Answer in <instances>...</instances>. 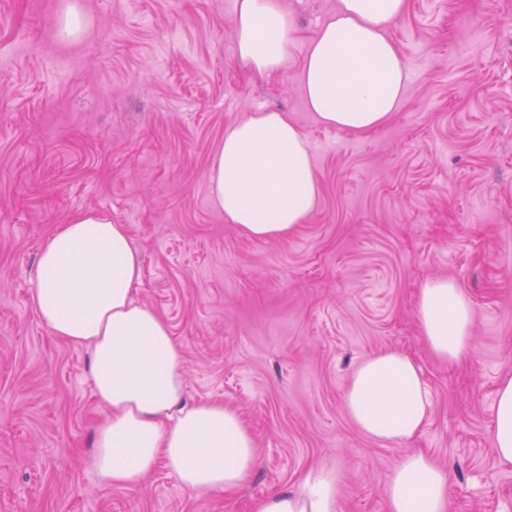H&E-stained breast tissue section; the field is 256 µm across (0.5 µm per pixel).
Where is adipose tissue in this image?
I'll return each instance as SVG.
<instances>
[{
  "instance_id": "1",
  "label": "adipose tissue",
  "mask_w": 512,
  "mask_h": 512,
  "mask_svg": "<svg viewBox=\"0 0 512 512\" xmlns=\"http://www.w3.org/2000/svg\"><path fill=\"white\" fill-rule=\"evenodd\" d=\"M407 0H339L309 39L301 67L306 105L323 125L353 134L383 128L402 106L408 71L388 36ZM236 47L254 72L288 67L292 22L281 0H235ZM210 196L226 223L248 237L283 239L319 199L305 134L284 112L256 109L229 126L212 160ZM142 267L126 225L95 211L55 225L36 264L37 315L60 340L91 351L97 401L110 416L95 438L94 464L112 485L132 487L158 463L190 491L240 488L256 441L239 411L184 401V358L167 322L135 300ZM415 318L432 354L455 363L473 348L474 310L453 282L419 290ZM349 420L386 444L423 428L431 403L417 361L387 349L358 364L343 396ZM494 451L512 464V375L495 394ZM339 475L309 473L295 489L253 502L251 512H337ZM446 471L429 455L404 456L385 488L386 512H451Z\"/></svg>"
}]
</instances>
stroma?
<instances>
[{
  "label": "stroma",
  "mask_w": 512,
  "mask_h": 512,
  "mask_svg": "<svg viewBox=\"0 0 512 512\" xmlns=\"http://www.w3.org/2000/svg\"><path fill=\"white\" fill-rule=\"evenodd\" d=\"M288 71L235 52L234 0H0V512H250L253 500L340 472L338 512H385L407 453L448 469L452 512H512L493 452L495 392L512 375V0H408L389 36L409 73L382 129L320 124L299 81L338 0H282ZM82 28L59 35L69 9ZM259 107L307 136L319 202L285 239L249 238L210 198L225 129ZM83 210L127 225L142 303L169 324L186 402L240 411L257 468L240 491L191 492L158 466L105 482L94 439L109 416L91 353L36 315L31 278L50 228ZM431 278L473 303V351L449 365L415 319ZM418 361L431 401L414 438L382 444L343 409L355 365Z\"/></svg>",
  "instance_id": "1"
}]
</instances>
